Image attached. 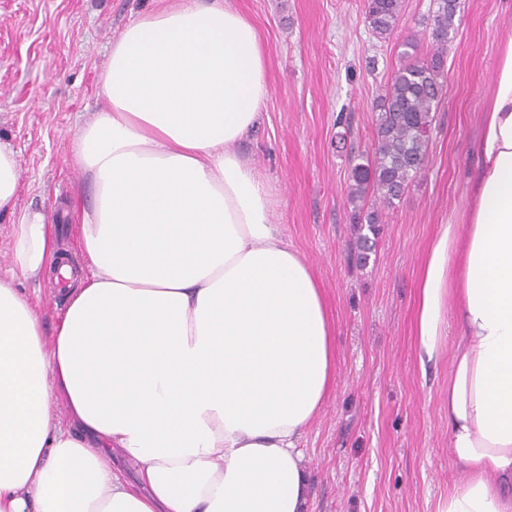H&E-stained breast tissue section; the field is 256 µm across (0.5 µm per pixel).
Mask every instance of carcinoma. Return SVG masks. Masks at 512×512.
<instances>
[{
	"label": "carcinoma",
	"instance_id": "cac0c4a2",
	"mask_svg": "<svg viewBox=\"0 0 512 512\" xmlns=\"http://www.w3.org/2000/svg\"><path fill=\"white\" fill-rule=\"evenodd\" d=\"M437 5L431 31L433 53L421 57L417 45L407 43L414 52L402 54L399 67L378 97L372 155L351 168L352 204L371 194L391 206L426 167L432 112L443 97L444 55L455 31L459 0H438ZM401 10L402 0H366L365 20L374 34L385 39L397 28ZM353 221L364 222L371 230L381 223L378 211H366L360 205Z\"/></svg>",
	"mask_w": 512,
	"mask_h": 512
}]
</instances>
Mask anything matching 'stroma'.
Segmentation results:
<instances>
[{
    "instance_id": "1",
    "label": "stroma",
    "mask_w": 512,
    "mask_h": 512,
    "mask_svg": "<svg viewBox=\"0 0 512 512\" xmlns=\"http://www.w3.org/2000/svg\"><path fill=\"white\" fill-rule=\"evenodd\" d=\"M257 27L270 95L241 151L275 187L271 215L319 281L336 328V378L301 442L311 512H437L463 475L448 451V339L426 358L418 281L439 225L467 203L480 114L495 79L512 0H460L445 57L424 173L382 208L376 247L359 261L348 201L355 155L371 153L377 98L404 44L432 48L437 0H403L389 39L372 34L364 0H233ZM151 0H0V144L18 161L15 208L0 213V275L12 226L47 215L60 252L82 260L74 204L93 202L70 145L95 111L113 41ZM15 288L54 325L64 298L49 281Z\"/></svg>"
}]
</instances>
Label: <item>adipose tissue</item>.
Returning <instances> with one entry per match:
<instances>
[{"label":"adipose tissue","instance_id":"1","mask_svg":"<svg viewBox=\"0 0 512 512\" xmlns=\"http://www.w3.org/2000/svg\"><path fill=\"white\" fill-rule=\"evenodd\" d=\"M152 2L113 41L72 143L94 200L80 219L86 271L53 330L12 282L50 271L47 218L13 227L0 512H310L298 443L332 389L334 330L270 219L268 180L239 151L270 95L266 51L231 0ZM447 302L448 448L466 477L438 512H512V23L470 203L423 268L426 354Z\"/></svg>","mask_w":512,"mask_h":512}]
</instances>
